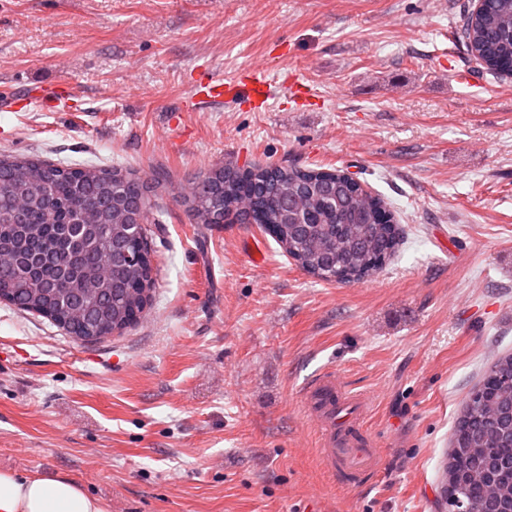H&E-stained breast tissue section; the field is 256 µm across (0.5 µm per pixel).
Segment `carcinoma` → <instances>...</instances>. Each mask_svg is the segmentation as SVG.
Segmentation results:
<instances>
[{"label":"carcinoma","mask_w":512,"mask_h":512,"mask_svg":"<svg viewBox=\"0 0 512 512\" xmlns=\"http://www.w3.org/2000/svg\"><path fill=\"white\" fill-rule=\"evenodd\" d=\"M461 39L493 75H512V0H485ZM215 169L185 197L195 223L255 224L316 279L345 283L375 275L398 250L397 211L340 169L251 162L218 183ZM150 187L134 173L93 164L60 170L35 158L0 159V299L38 314L76 340L112 328L123 333L149 310L155 278L151 258L117 263L95 281L113 249L144 251L130 216L142 203L150 221ZM100 211L85 225L80 210ZM442 499L475 512H512V354L498 358L458 416Z\"/></svg>","instance_id":"1"}]
</instances>
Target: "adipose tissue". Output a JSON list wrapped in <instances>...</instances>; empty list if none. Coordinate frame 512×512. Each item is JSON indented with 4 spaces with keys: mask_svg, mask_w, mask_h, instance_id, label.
Segmentation results:
<instances>
[{
    "mask_svg": "<svg viewBox=\"0 0 512 512\" xmlns=\"http://www.w3.org/2000/svg\"><path fill=\"white\" fill-rule=\"evenodd\" d=\"M0 512H109V507L66 475L0 467Z\"/></svg>",
    "mask_w": 512,
    "mask_h": 512,
    "instance_id": "adipose-tissue-1",
    "label": "adipose tissue"
}]
</instances>
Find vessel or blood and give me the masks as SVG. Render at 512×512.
Returning <instances> with one entry per match:
<instances>
[{"instance_id": "b4317fda", "label": "vessel or blood", "mask_w": 512, "mask_h": 512, "mask_svg": "<svg viewBox=\"0 0 512 512\" xmlns=\"http://www.w3.org/2000/svg\"><path fill=\"white\" fill-rule=\"evenodd\" d=\"M203 89L210 99L241 95L257 107L270 97L266 76L257 69L230 85L208 80ZM301 406L312 425L317 451L332 474L357 487L378 472L381 454L366 427L370 409L366 396L351 393L335 371L325 370L307 383Z\"/></svg>"}]
</instances>
